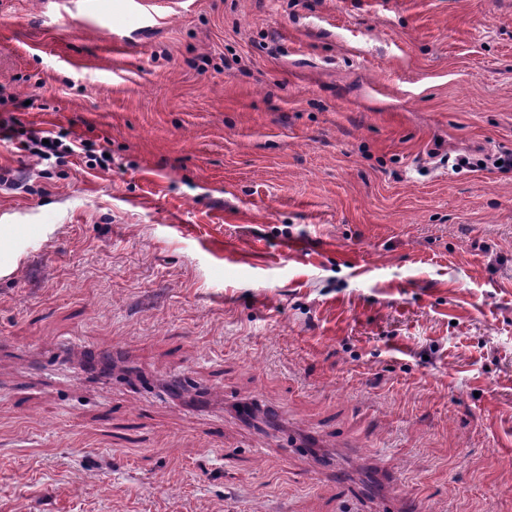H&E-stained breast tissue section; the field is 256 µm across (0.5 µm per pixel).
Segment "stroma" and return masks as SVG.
<instances>
[{
	"instance_id": "35a3bbf8",
	"label": "stroma",
	"mask_w": 512,
	"mask_h": 512,
	"mask_svg": "<svg viewBox=\"0 0 512 512\" xmlns=\"http://www.w3.org/2000/svg\"><path fill=\"white\" fill-rule=\"evenodd\" d=\"M15 116L0 512H512V0H0ZM19 135L25 136V139L19 141L17 149L24 153V156L36 157L39 161L49 160L54 157L58 163L67 162L66 159L70 157L74 152L75 148L84 150L88 163L90 166H99L102 169H109L111 163V156L109 152L104 149L100 151V154H96V150L93 149V143L83 137H75L69 144L63 143L62 138H66L63 135H54L49 130H25ZM49 140V144L42 143V140Z\"/></svg>"
}]
</instances>
